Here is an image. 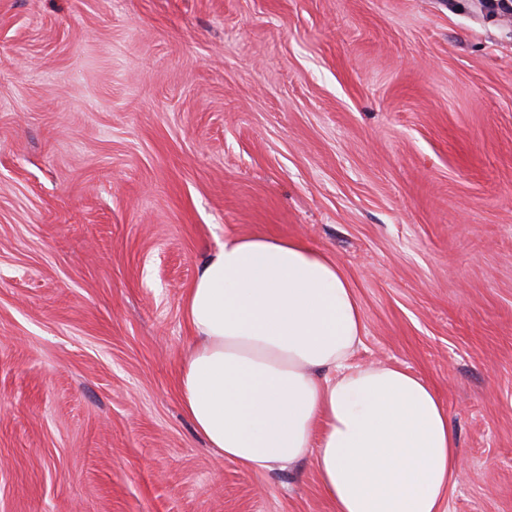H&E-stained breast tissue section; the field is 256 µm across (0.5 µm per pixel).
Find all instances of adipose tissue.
<instances>
[{
  "instance_id": "adipose-tissue-1",
  "label": "adipose tissue",
  "mask_w": 512,
  "mask_h": 512,
  "mask_svg": "<svg viewBox=\"0 0 512 512\" xmlns=\"http://www.w3.org/2000/svg\"><path fill=\"white\" fill-rule=\"evenodd\" d=\"M183 315V412L225 459L259 473L312 461L333 512H446L461 477L448 412L425 378L354 363L361 310L325 251L226 238Z\"/></svg>"
}]
</instances>
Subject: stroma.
Returning a JSON list of instances; mask_svg holds the SVG:
<instances>
[{
    "label": "stroma",
    "instance_id": "35a3bbf8",
    "mask_svg": "<svg viewBox=\"0 0 512 512\" xmlns=\"http://www.w3.org/2000/svg\"><path fill=\"white\" fill-rule=\"evenodd\" d=\"M330 254L353 360L424 376L512 512V12L500 0H0V512H332L185 416L226 237Z\"/></svg>",
    "mask_w": 512,
    "mask_h": 512
}]
</instances>
